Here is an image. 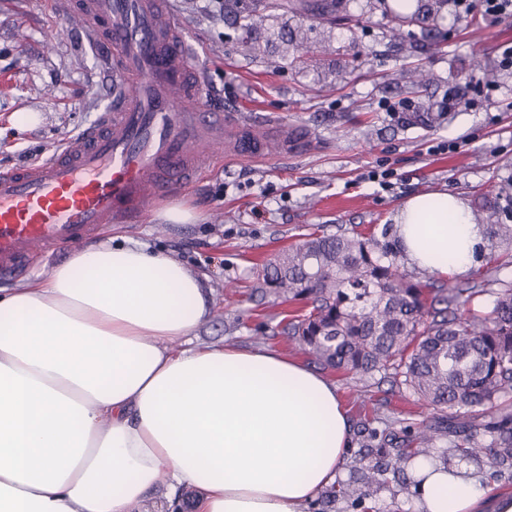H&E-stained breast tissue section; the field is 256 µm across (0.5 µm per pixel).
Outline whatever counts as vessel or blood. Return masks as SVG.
I'll return each mask as SVG.
<instances>
[{
    "label": "vessel or blood",
    "instance_id": "1",
    "mask_svg": "<svg viewBox=\"0 0 512 512\" xmlns=\"http://www.w3.org/2000/svg\"><path fill=\"white\" fill-rule=\"evenodd\" d=\"M59 9L99 51L110 102L46 159L0 171V281L105 225L142 223L151 203L190 181L214 147L239 157L306 148L301 128H286L275 144L240 113L210 110L169 0H61Z\"/></svg>",
    "mask_w": 512,
    "mask_h": 512
}]
</instances>
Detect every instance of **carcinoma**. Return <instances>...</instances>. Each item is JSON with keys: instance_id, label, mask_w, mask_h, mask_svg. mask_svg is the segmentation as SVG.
I'll return each instance as SVG.
<instances>
[{"instance_id": "cac0c4a2", "label": "carcinoma", "mask_w": 512, "mask_h": 512, "mask_svg": "<svg viewBox=\"0 0 512 512\" xmlns=\"http://www.w3.org/2000/svg\"><path fill=\"white\" fill-rule=\"evenodd\" d=\"M443 0H416L414 10L398 0L390 10L395 33L423 11L437 12ZM483 240L512 246L511 224H485ZM401 247L375 234L342 231L310 234L270 259L256 288H267L308 307L284 318V333L316 363L342 373L391 379L446 415L405 434L367 431L379 444L365 484L404 471L407 459L427 454L442 433L463 459L490 455L498 471L512 470V413L499 399L512 392V286L497 279L414 281L401 272ZM495 297L491 313L458 310L476 298ZM491 442L485 443L484 436Z\"/></svg>"}]
</instances>
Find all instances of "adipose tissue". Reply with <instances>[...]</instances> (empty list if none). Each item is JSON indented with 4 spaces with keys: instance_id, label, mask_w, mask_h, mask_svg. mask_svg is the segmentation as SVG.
<instances>
[{
    "instance_id": "obj_1",
    "label": "adipose tissue",
    "mask_w": 512,
    "mask_h": 512,
    "mask_svg": "<svg viewBox=\"0 0 512 512\" xmlns=\"http://www.w3.org/2000/svg\"><path fill=\"white\" fill-rule=\"evenodd\" d=\"M405 259L467 273L484 245L445 191L394 224ZM202 278L129 240L0 294V512H302L350 446L335 385L268 348L208 345ZM418 512H512L473 473L412 463Z\"/></svg>"
}]
</instances>
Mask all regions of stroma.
<instances>
[{
	"mask_svg": "<svg viewBox=\"0 0 512 512\" xmlns=\"http://www.w3.org/2000/svg\"><path fill=\"white\" fill-rule=\"evenodd\" d=\"M53 2L0 0V169L46 156L104 103L96 54ZM223 3L219 9L213 0H172L213 106L303 125L308 149L264 160L217 156L173 195L195 209L196 221L167 224L150 215L140 224L105 226L97 238L124 235L202 276L211 310L197 341L266 344L295 358L298 350L282 333L291 303L252 287L263 264L304 235L378 233L392 226L404 198L442 190L485 209L492 223L504 222L512 202V74L498 72L496 59L500 46L512 43V18L460 19L446 8L395 38L382 0H340L336 21L313 10L271 13L266 0ZM247 41L260 55L243 54ZM418 65L426 79L411 95ZM479 81L493 82V91L478 93ZM451 91L461 105L446 112ZM24 112L37 122L20 124ZM385 169L387 187L367 181L368 172ZM328 376L353 432L335 481L348 494L328 512H417L416 497L393 480L362 496L361 424H419L429 410L379 377ZM362 390L370 399L364 415L354 403Z\"/></svg>",
	"mask_w": 512,
	"mask_h": 512,
	"instance_id": "1",
	"label": "stroma"
}]
</instances>
